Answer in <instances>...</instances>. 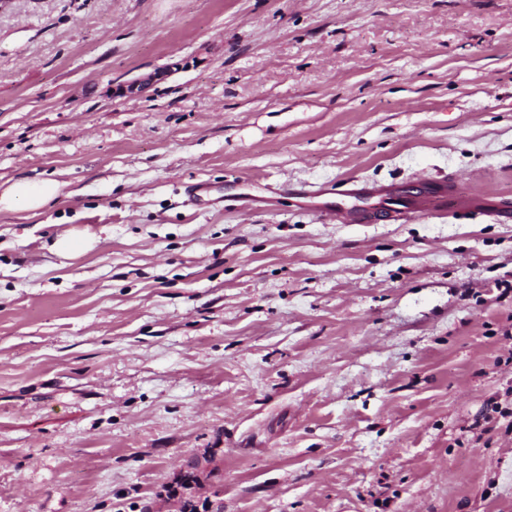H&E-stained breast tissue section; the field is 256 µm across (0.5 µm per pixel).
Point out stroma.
I'll use <instances>...</instances> for the list:
<instances>
[{"instance_id": "stroma-1", "label": "stroma", "mask_w": 512, "mask_h": 512, "mask_svg": "<svg viewBox=\"0 0 512 512\" xmlns=\"http://www.w3.org/2000/svg\"><path fill=\"white\" fill-rule=\"evenodd\" d=\"M451 175L512 196V0H0V512H512V222L276 191ZM346 180H337L325 183L313 189L306 185L299 189L283 187L288 194L319 217L325 223L341 224H378L379 220L408 222L411 219L429 216L436 212L453 214L456 219H471L473 216L472 199L462 195L456 188V178L448 176V189L446 192L432 194L429 198L418 204L406 201L400 197L387 195L381 197L376 207L368 209H345L339 200L351 196L355 190L347 188ZM59 194L60 185L53 179L18 180L0 190V211H13L22 206L36 214ZM195 465V467H193ZM194 465L188 466V461L184 468H181L176 474L172 483L166 486L165 493L160 497L168 502H173L179 508L183 502L195 495V489L200 483L201 474L206 467L204 459H194Z\"/></svg>"}]
</instances>
